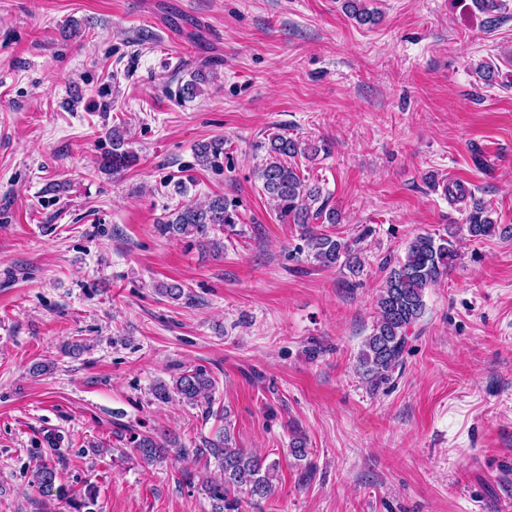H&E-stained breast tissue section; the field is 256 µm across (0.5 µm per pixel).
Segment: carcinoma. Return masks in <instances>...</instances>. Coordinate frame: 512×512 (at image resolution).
<instances>
[{
    "label": "carcinoma",
    "mask_w": 512,
    "mask_h": 512,
    "mask_svg": "<svg viewBox=\"0 0 512 512\" xmlns=\"http://www.w3.org/2000/svg\"><path fill=\"white\" fill-rule=\"evenodd\" d=\"M347 13L359 23L375 22L374 12L365 5V0H344ZM211 71L203 66L193 74V79L182 87V94L192 97L198 91V83L206 81ZM112 151L107 163L117 171L133 161V152L126 148L122 131L115 127L110 133ZM316 147L304 146L286 135H274L268 139L267 156L258 168L257 176L262 182V191L273 203L279 218L295 224H307L324 219L329 224L336 222V214L326 211L320 202L322 188L312 183L300 172L298 166L288 162ZM224 153V139L215 138L197 145L195 149L198 165L208 167ZM448 196L455 200L472 198L471 209L465 218L468 236L475 239L491 237L498 224L491 218L486 203L474 197V193L461 183L447 188ZM236 224L231 204L216 196L207 202L187 204L158 221V232L168 238H191L202 247L220 249L222 242L212 234L224 231V227ZM307 246L313 258L323 266L339 262L349 263L353 258L354 243L334 238L328 234L308 232ZM459 258L457 241L436 238L430 233L418 234L408 244L403 259L391 269L376 299L377 318L372 332L364 340L358 356V370L374 389L390 382L395 370L402 364L408 352L410 336L408 330L415 326L426 311L425 291L456 266ZM213 381L202 368L185 370L172 380V384L159 383L153 387L152 395L159 402L173 398L190 405H210ZM139 458L148 464L162 463L169 457L175 459L214 462L221 471L218 478L202 484V490L211 501V512H240L242 496L268 497L273 490L274 474L278 463H265L262 458L247 453L236 445L229 428L214 438H205L193 448L182 446L177 440L159 441L154 436L139 433L130 437ZM34 483L51 489L55 486L57 473L54 468L41 465L35 471ZM96 491L89 487L81 498L70 496V505L76 512H94Z\"/></svg>",
    "instance_id": "obj_1"
}]
</instances>
